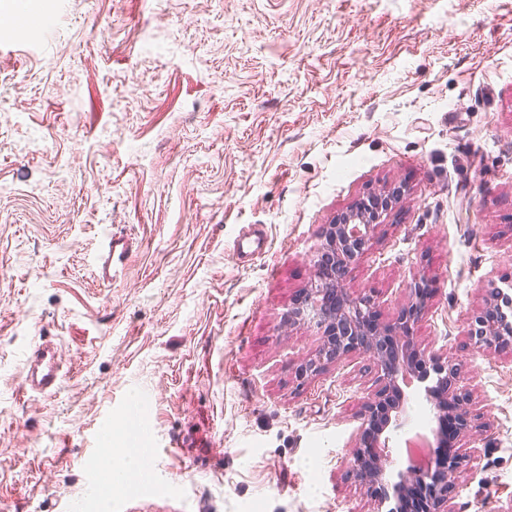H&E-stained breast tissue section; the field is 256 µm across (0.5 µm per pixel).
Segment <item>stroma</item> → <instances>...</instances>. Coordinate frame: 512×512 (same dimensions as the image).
Masks as SVG:
<instances>
[{
	"mask_svg": "<svg viewBox=\"0 0 512 512\" xmlns=\"http://www.w3.org/2000/svg\"><path fill=\"white\" fill-rule=\"evenodd\" d=\"M0 25V512H103L100 450L147 448L127 512H377L352 440L377 387L282 317L329 224L397 187L347 277L460 370L458 512L512 506V348L466 337L512 279V0H28ZM262 228L266 254L233 240ZM134 235L126 275L91 265ZM50 340L59 393L24 391Z\"/></svg>",
	"mask_w": 512,
	"mask_h": 512,
	"instance_id": "35a3bbf8",
	"label": "stroma"
}]
</instances>
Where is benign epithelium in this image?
<instances>
[{
  "label": "benign epithelium",
  "instance_id": "benign-epithelium-1",
  "mask_svg": "<svg viewBox=\"0 0 512 512\" xmlns=\"http://www.w3.org/2000/svg\"><path fill=\"white\" fill-rule=\"evenodd\" d=\"M377 205H363L330 226L320 253L332 255L343 275L324 269L321 258L314 261V275L299 301L288 310V325L315 329L320 346L297 369V378L307 381L324 367L356 354H364L377 367L378 389L367 397L362 409V429L368 440L355 439L351 472L357 481L375 491L380 503L394 502L387 512H401L399 500L414 489L423 491L426 512H455L449 493L453 489L461 457L454 452L440 461L448 448L443 424L452 417L459 434L469 430V399L458 392V369L437 350L421 349L414 326L427 309L422 280L408 288V304L388 323L374 322L375 302L357 296L345 286V274L360 262L371 247L376 224L389 213L398 193L375 195ZM468 338L478 351L492 353L512 345V280L507 288H494L485 311L471 322ZM423 384L421 391L435 411L437 427L432 430L424 458H409L404 468L390 469L389 434L401 425L400 413L412 386L411 377Z\"/></svg>",
  "mask_w": 512,
  "mask_h": 512
}]
</instances>
